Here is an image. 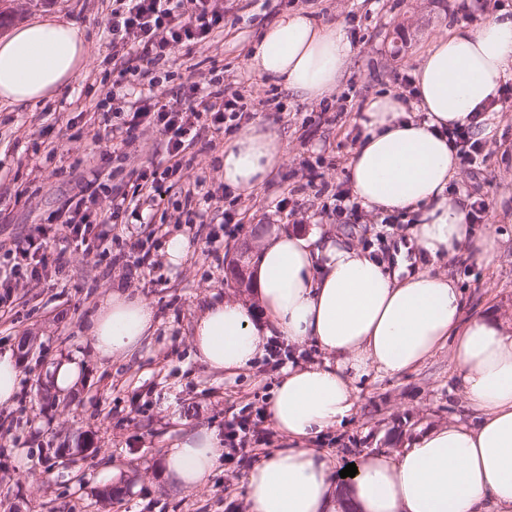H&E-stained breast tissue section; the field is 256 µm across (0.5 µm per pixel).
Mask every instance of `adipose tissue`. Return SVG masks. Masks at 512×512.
Listing matches in <instances>:
<instances>
[{
  "label": "adipose tissue",
  "mask_w": 512,
  "mask_h": 512,
  "mask_svg": "<svg viewBox=\"0 0 512 512\" xmlns=\"http://www.w3.org/2000/svg\"><path fill=\"white\" fill-rule=\"evenodd\" d=\"M351 55L336 25L302 11L283 14L261 34L250 67L308 100L331 94ZM88 55L75 22L36 18L0 37V103L22 105L67 89ZM414 105L391 94L370 97L349 164L362 206L415 213L408 245L391 262L351 240L313 227L270 230L248 269L252 302L210 298L192 326L197 359L230 373L251 366L268 338L314 346L322 361L289 365L267 408L283 447L267 453L245 480L247 512H512V323L465 316L462 293L446 275L408 272L409 247L431 259L494 254V238L476 236L469 206L447 193L457 170L441 128L465 122L512 78V15H495L435 35L414 73ZM285 147L260 125L224 145V184L259 188L282 164ZM155 330L151 305L114 290L87 334L101 360L132 356ZM449 349L473 424L428 430L400 452H365L357 473L340 477L327 453L308 441L348 419L356 381L395 376ZM213 431L184 433L164 455L168 482L189 492L219 467Z\"/></svg>",
  "instance_id": "adipose-tissue-1"
}]
</instances>
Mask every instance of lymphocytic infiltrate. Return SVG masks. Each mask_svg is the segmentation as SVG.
<instances>
[{"mask_svg": "<svg viewBox=\"0 0 512 512\" xmlns=\"http://www.w3.org/2000/svg\"><path fill=\"white\" fill-rule=\"evenodd\" d=\"M228 20L224 0H113L105 33L113 47L126 52L130 61L153 66L168 60L176 49L209 41L223 31ZM157 78L135 92L112 130L113 138L129 143L139 129H154L164 138V167L136 168L132 191H125L93 179L60 209L55 233L75 241L86 251L108 252L116 225L138 216L144 203L165 193V183L182 168L186 152L201 132L224 131L225 121L242 124L252 118L240 95L216 89L201 94L190 90L182 101H165ZM108 194L111 206L105 217L88 222L86 213L101 194ZM49 273V261L42 243L27 239L0 256V303L9 302L19 279H40Z\"/></svg>", "mask_w": 512, "mask_h": 512, "instance_id": "lymphocytic-infiltrate-1", "label": "lymphocytic infiltrate"}]
</instances>
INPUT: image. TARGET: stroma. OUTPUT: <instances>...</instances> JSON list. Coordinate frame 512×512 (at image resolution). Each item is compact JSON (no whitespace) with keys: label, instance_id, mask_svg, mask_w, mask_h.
<instances>
[{"label":"stroma","instance_id":"1","mask_svg":"<svg viewBox=\"0 0 512 512\" xmlns=\"http://www.w3.org/2000/svg\"><path fill=\"white\" fill-rule=\"evenodd\" d=\"M234 25L213 40L176 50L172 61L156 65L166 99L182 98L191 83L222 76L224 88L239 92L254 112L255 123L285 144V162L250 194L224 191V145L228 134L203 133L189 152L176 186L145 206L99 256L76 249L54 236L55 217L66 199L90 179L92 168L129 189L130 172L163 160V138L155 130L139 133L129 145L114 146L109 132L124 106L113 98L112 81L123 69L122 50L103 35L112 0H0V36L44 12L77 22L84 30L89 64L63 94L27 105L0 106V244L34 235L48 239L57 272L41 280H21L10 312L0 318V350L18 348L19 395L0 407V512H247L242 486L262 453L281 447L270 423L260 426L259 453H232L193 492L171 486L164 474L166 448L186 430L207 428L223 434L224 423L242 407L266 406L282 376V365L261 357L235 374L214 372L195 357L191 327L209 296L247 300L245 285L227 273L237 251L255 253L260 229L319 225L356 241L372 255L391 260L405 241L406 224L383 223L382 213L357 208L343 219L332 217L333 195L348 188V159L357 144L356 122L364 102L393 92L408 95L401 77L418 67L430 39L459 24L478 28L494 15L484 0L459 10L456 0H233ZM303 10L316 23L339 24L352 45L343 77L329 97L309 101L277 82L259 77L249 66L250 51L262 30L281 14ZM486 160L471 167L459 163L452 193L483 197L489 204L480 234H491L496 251L478 261L460 255L438 263L415 252L412 270L431 267L448 273L461 288L466 315L489 313L512 318V98L500 104L483 129ZM194 184L193 197L183 188ZM294 193L301 210L293 217L278 211V200ZM200 213L204 227L191 224ZM245 220L223 247L206 243L210 231H222L225 214ZM189 242L180 269L165 261L170 235ZM151 253L153 264L139 268L127 256ZM147 300L156 330L139 353L110 362L90 351L86 329L115 286ZM82 353L84 379L78 389L45 405L36 394L54 360ZM356 410L347 423L325 431L317 447L345 468L362 452L396 451L419 434L451 421H467V408L447 352L398 376L370 374L356 382ZM91 440L93 452L69 459L76 435ZM123 467L127 484L120 498L107 500L98 475L109 465ZM43 472L40 481L30 471Z\"/></svg>","mask_w":512,"mask_h":512}]
</instances>
